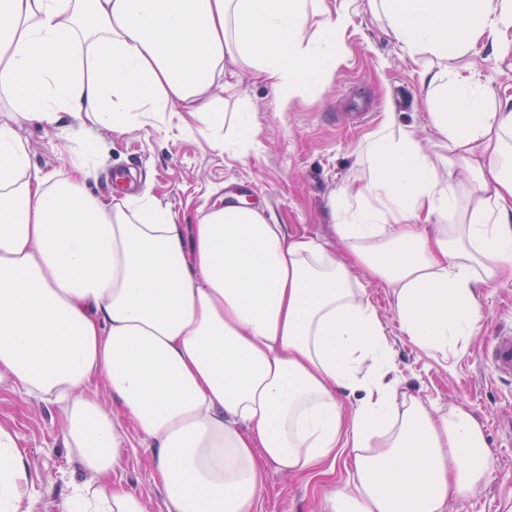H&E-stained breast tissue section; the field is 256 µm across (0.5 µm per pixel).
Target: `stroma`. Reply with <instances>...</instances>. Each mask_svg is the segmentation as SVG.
<instances>
[{"label":"stroma","mask_w":512,"mask_h":512,"mask_svg":"<svg viewBox=\"0 0 512 512\" xmlns=\"http://www.w3.org/2000/svg\"><path fill=\"white\" fill-rule=\"evenodd\" d=\"M339 14L349 18L341 33L342 60L314 93L294 96L287 106H280L271 85L239 57L230 64L234 91H214L224 109L223 127L206 128L191 112H142L123 132L75 122L50 128L22 121L16 133L28 146L32 167L61 174L71 164L84 165L87 187L98 197L112 198L113 174L131 170L141 177L139 194L157 199L187 223L239 194L247 203L261 204L270 223L338 249L342 243L334 232L331 202L340 191L365 183L367 152L391 112L400 126L414 131L461 201H468L471 176L449 167L448 142L428 115L422 73L438 65V58L410 55L369 0H316L307 38ZM449 64L479 78L491 98L512 95V53L492 56L477 48L450 58ZM243 109L253 123V134L245 140L235 123L236 112ZM90 139L97 143L93 157L83 152ZM359 280L393 348L392 376L400 393L444 411L465 408L483 428L494 475L466 497H449L447 512H512V381L494 378L486 365L493 338L501 327L512 325V279L482 289V318L474 336L463 353L446 359L428 355L402 335L393 296L383 282L370 274ZM1 424L17 434L25 453L33 482L31 512H55L60 497L86 479L74 449L63 443L55 410L4 384ZM346 476L342 462L329 473L299 476L267 467L259 512H318L323 494ZM116 480L140 494L150 512H167L150 453L139 438L126 448Z\"/></svg>","instance_id":"35a3bbf8"}]
</instances>
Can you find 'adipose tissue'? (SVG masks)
<instances>
[{
  "instance_id": "obj_1",
  "label": "adipose tissue",
  "mask_w": 512,
  "mask_h": 512,
  "mask_svg": "<svg viewBox=\"0 0 512 512\" xmlns=\"http://www.w3.org/2000/svg\"><path fill=\"white\" fill-rule=\"evenodd\" d=\"M379 6L412 53L507 49L496 32L512 0ZM309 17L310 0H0V383L56 409L89 475L58 512H149L112 482L134 434L168 512H256L266 466L297 475L341 456L352 469L322 512H446L493 475L470 412L400 398L357 273L385 281L415 346L466 347L479 290L512 278V96L489 112L480 81L426 71L433 126L475 179L468 217L447 223L455 190L413 131L389 125L368 181L332 210L339 253L243 203L185 224L150 196L99 198L83 168H32L15 133L21 118L120 131L178 106L220 126L211 89L230 51L288 101L344 54L346 17L310 41ZM30 486L0 425V512H30Z\"/></svg>"
}]
</instances>
